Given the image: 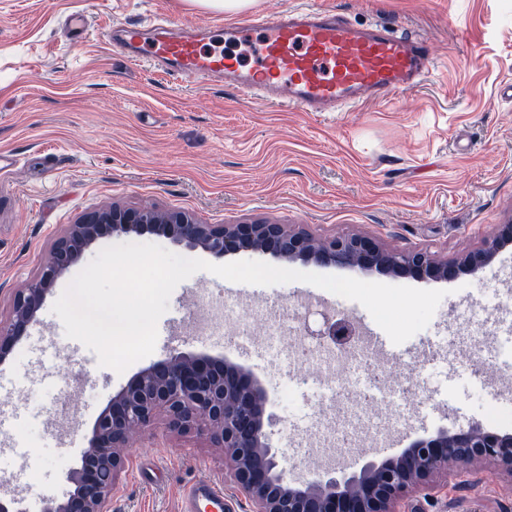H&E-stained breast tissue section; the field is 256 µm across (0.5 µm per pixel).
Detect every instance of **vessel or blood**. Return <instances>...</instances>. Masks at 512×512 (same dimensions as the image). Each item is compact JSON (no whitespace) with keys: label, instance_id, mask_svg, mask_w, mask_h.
<instances>
[{"label":"vessel or blood","instance_id":"1","mask_svg":"<svg viewBox=\"0 0 512 512\" xmlns=\"http://www.w3.org/2000/svg\"><path fill=\"white\" fill-rule=\"evenodd\" d=\"M259 35L257 65L209 47V29L174 24L152 14L132 23L103 27L109 47L129 61H149L176 81L204 84L223 80L237 96L282 111L336 112L386 101L389 95L420 85L437 61L424 36L393 23H352L335 9L301 4L230 25L229 40L244 42L249 29ZM369 344L388 360L400 359L379 326L366 329ZM232 498L215 484L199 481L182 498V512H233Z\"/></svg>","mask_w":512,"mask_h":512}]
</instances>
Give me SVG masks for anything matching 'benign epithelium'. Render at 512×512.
<instances>
[{
    "label": "benign epithelium",
    "instance_id": "obj_1",
    "mask_svg": "<svg viewBox=\"0 0 512 512\" xmlns=\"http://www.w3.org/2000/svg\"><path fill=\"white\" fill-rule=\"evenodd\" d=\"M151 233L216 257L262 252L275 258L323 267L357 268L366 274L449 282L474 275L512 247V224L460 258H441L429 249L391 250L361 234L317 237L286 224H200L183 212L153 220L148 211L121 208L84 213L55 240L53 260L11 298L10 317L0 323V364L36 321L37 311L57 280L77 265L98 240L114 234ZM347 348L358 335L347 317H326L307 330ZM267 394L241 366L206 353L178 355L133 376L84 435L79 467L66 474L73 490L61 502L47 500L43 512H112V489L125 469L118 453L133 431L149 433L159 419L178 433L195 431L224 449L228 478L250 512H404L406 500L434 499L438 481L467 475L493 461L512 474V433L471 425L414 438L399 453L350 466L317 469L313 478L290 477L280 467L265 431ZM21 489L0 481V512H23L12 505Z\"/></svg>",
    "mask_w": 512,
    "mask_h": 512
}]
</instances>
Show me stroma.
Returning a JSON list of instances; mask_svg holds the SVG:
<instances>
[{
    "label": "stroma",
    "instance_id": "1",
    "mask_svg": "<svg viewBox=\"0 0 512 512\" xmlns=\"http://www.w3.org/2000/svg\"><path fill=\"white\" fill-rule=\"evenodd\" d=\"M356 24L394 19L429 38L438 68L420 87L382 104L344 112H283L225 92L223 85L178 87L126 61L101 40H75L74 13L98 26L166 13L186 25L219 27L229 16L188 0H0V320L14 289L32 279L60 232L92 209L180 211L202 224H299L319 237L365 234L391 248L426 247L455 257L512 221V0H310ZM62 275L36 320L0 367V398L13 402L10 435L27 461L20 476L24 512L64 499L66 472L78 467L83 434L139 371L177 353L224 357L249 370L267 393L268 441L282 466L308 471L306 430L328 384L296 379L274 350L249 352L228 321L220 336L182 338L194 291L235 300L228 281L200 271L180 283L160 318L154 352L124 372L87 373L80 359L43 356L40 339L64 335L52 307L74 278ZM512 284V249L449 293L422 339L447 343L475 309L500 347L512 384V318L496 301ZM385 363L390 403L362 416L383 426L406 419L391 438L488 425L512 432V396L482 383L477 363L447 356L418 371ZM416 382L419 396L400 388ZM73 395L80 428L59 439L49 422ZM112 492V512H179L189 485L228 488L226 459L203 436L159 425L133 439ZM422 512H512V474L493 462L441 484Z\"/></svg>",
    "mask_w": 512,
    "mask_h": 512
}]
</instances>
